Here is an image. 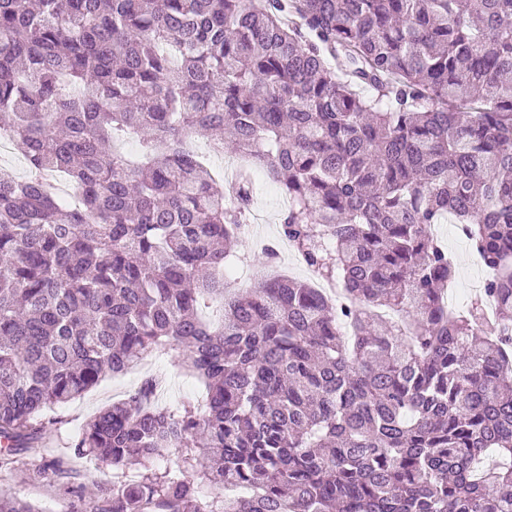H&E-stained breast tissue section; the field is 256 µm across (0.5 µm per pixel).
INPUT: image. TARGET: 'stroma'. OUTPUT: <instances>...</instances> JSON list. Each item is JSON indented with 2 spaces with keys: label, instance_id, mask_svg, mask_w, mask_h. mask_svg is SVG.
Returning <instances> with one entry per match:
<instances>
[{
  "label": "stroma",
  "instance_id": "obj_1",
  "mask_svg": "<svg viewBox=\"0 0 512 512\" xmlns=\"http://www.w3.org/2000/svg\"><path fill=\"white\" fill-rule=\"evenodd\" d=\"M261 184L262 189L257 192L252 205L258 219L253 223L251 234L241 238L239 248L250 255L253 263L259 264L266 260L265 246H276L279 257L274 263L275 270L286 272L289 277L301 281L308 280L307 268L295 257L287 240L281 235L280 216L285 209V195L280 186L269 179H262ZM439 235L456 264L454 294L473 293L479 285L484 284L488 272L474 262L470 240L456 228L444 224L439 227ZM181 357L182 352L177 348L147 353L143 357L145 370L106 376L80 399L47 409L45 415L51 421L48 448H30L21 454L12 473L0 472V489L20 492L37 504L42 512H60L62 501L53 488L28 481L31 464L49 453L70 456L71 447L86 422L100 409L124 399L126 393L145 378L160 380L159 405L173 406L186 400L202 402L204 387L197 379L180 370Z\"/></svg>",
  "mask_w": 512,
  "mask_h": 512
}]
</instances>
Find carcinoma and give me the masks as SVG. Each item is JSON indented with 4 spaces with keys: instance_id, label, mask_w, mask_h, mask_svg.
Wrapping results in <instances>:
<instances>
[{
    "instance_id": "carcinoma-1",
    "label": "carcinoma",
    "mask_w": 512,
    "mask_h": 512,
    "mask_svg": "<svg viewBox=\"0 0 512 512\" xmlns=\"http://www.w3.org/2000/svg\"><path fill=\"white\" fill-rule=\"evenodd\" d=\"M510 76L512 0H0V133L34 172H0V471L45 408L178 346L204 405L161 408L147 378L98 412L73 454L142 471L65 488L68 512H512V463H484L512 459ZM208 133L250 163L232 204ZM253 165L345 301L225 276L251 263L230 243ZM449 218L492 271L490 324L448 311ZM0 512L40 510L1 491Z\"/></svg>"
}]
</instances>
